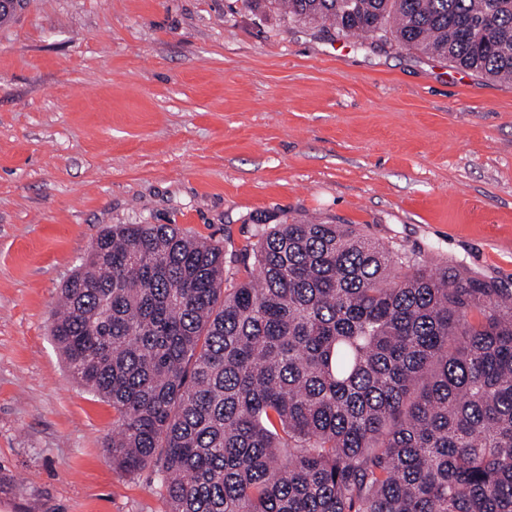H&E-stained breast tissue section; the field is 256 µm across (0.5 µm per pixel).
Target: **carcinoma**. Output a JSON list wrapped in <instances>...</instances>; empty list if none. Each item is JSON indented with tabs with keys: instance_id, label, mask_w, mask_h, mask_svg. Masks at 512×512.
I'll list each match as a JSON object with an SVG mask.
<instances>
[{
	"instance_id": "obj_1",
	"label": "carcinoma",
	"mask_w": 512,
	"mask_h": 512,
	"mask_svg": "<svg viewBox=\"0 0 512 512\" xmlns=\"http://www.w3.org/2000/svg\"><path fill=\"white\" fill-rule=\"evenodd\" d=\"M512 79V0H254ZM257 275L173 224L104 229L52 336L168 512H512V291L352 224H270Z\"/></svg>"
}]
</instances>
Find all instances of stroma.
<instances>
[{
  "instance_id": "obj_1",
  "label": "stroma",
  "mask_w": 512,
  "mask_h": 512,
  "mask_svg": "<svg viewBox=\"0 0 512 512\" xmlns=\"http://www.w3.org/2000/svg\"><path fill=\"white\" fill-rule=\"evenodd\" d=\"M355 224L512 289V82L253 0H30L0 25V512H167L51 336L102 229L174 224L253 270L262 225Z\"/></svg>"
}]
</instances>
